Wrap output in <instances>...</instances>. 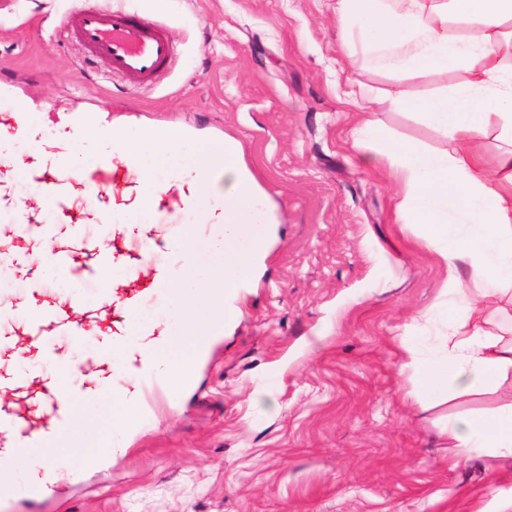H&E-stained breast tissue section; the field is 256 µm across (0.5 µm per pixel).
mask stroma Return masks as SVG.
<instances>
[{
  "label": "stroma",
  "mask_w": 512,
  "mask_h": 512,
  "mask_svg": "<svg viewBox=\"0 0 512 512\" xmlns=\"http://www.w3.org/2000/svg\"><path fill=\"white\" fill-rule=\"evenodd\" d=\"M77 2L102 0H0V113L23 103L46 142L65 137L63 114L105 113L113 137L88 136L78 158L112 154L147 126L179 129L190 148L233 142L273 232L195 386L171 387L166 409L132 429L108 398L80 404L78 424L111 437L108 457L78 474L69 448L0 461L17 482L54 483L46 499L0 512H512V458L460 452L447 435L449 418L493 413L512 389L419 402L417 378L400 370L406 345L431 351L448 330L434 311L448 271L418 226L400 223L379 144L354 136L368 120L394 141L448 150L389 97L452 93L465 71L351 72L360 46L342 41L336 0H112L174 46L155 84L136 88L62 32ZM156 265L180 279V256L159 237L141 259L73 275L63 294L82 298L90 327L107 282ZM0 273V307L60 280L35 247ZM179 298L146 296L132 318L175 336L207 321L206 299L187 312ZM54 349L86 381L111 354L92 333ZM0 369L43 380L56 367L20 343Z\"/></svg>",
  "instance_id": "obj_1"
}]
</instances>
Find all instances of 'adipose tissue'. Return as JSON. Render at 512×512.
<instances>
[{"label": "adipose tissue", "mask_w": 512, "mask_h": 512, "mask_svg": "<svg viewBox=\"0 0 512 512\" xmlns=\"http://www.w3.org/2000/svg\"><path fill=\"white\" fill-rule=\"evenodd\" d=\"M341 19L362 45L363 63L390 70L463 68L465 86L452 95L393 105L422 113L453 144L432 153L387 142L385 156L401 183L399 219L422 228V245L448 269L440 308L448 312L443 352L408 347L405 369L427 398L476 395L512 378V339L489 329L512 306V0H337ZM503 142L487 161L477 139L490 118ZM177 131L164 147L149 134L126 142L144 178L174 162L199 169L214 163L205 146L185 151ZM448 436L459 448H486L512 458V406L488 416L457 418Z\"/></svg>", "instance_id": "obj_1"}]
</instances>
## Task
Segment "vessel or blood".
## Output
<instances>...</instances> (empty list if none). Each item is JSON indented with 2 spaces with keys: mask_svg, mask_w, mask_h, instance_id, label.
<instances>
[{
  "mask_svg": "<svg viewBox=\"0 0 512 512\" xmlns=\"http://www.w3.org/2000/svg\"><path fill=\"white\" fill-rule=\"evenodd\" d=\"M62 29L77 36L89 54L104 59L112 73L141 87L150 86L172 56L171 43L159 26L122 10L78 7L63 18ZM32 128L31 113H0L1 137L27 138ZM110 132L102 113L74 112L69 118L67 142L42 143L29 155L1 160L0 212L9 214L12 221L0 226V241H9L18 251L28 250L33 244L50 243V257L65 275L90 264L103 269L118 261L119 255L111 245L84 234L85 222L92 219L99 224L109 223L112 209L129 207L155 195L160 184L139 179L141 161L136 154L125 150L111 157L86 158L81 169H70L71 144L90 134L105 136ZM19 173L25 174L34 190L51 202L52 208L44 221H37L35 214L14 195L11 181ZM162 207L164 212L158 217L162 224L171 212L192 215L199 223L215 227L223 222L220 205L198 195L175 194ZM59 224L70 226L67 237L57 236L55 227ZM14 308L25 314L24 334L34 347L48 349L53 347L56 337L78 341L84 335L82 323L74 318L75 312L83 308L80 297H70L62 306L34 294L15 303ZM153 334L147 324H110L104 330L113 349L119 351L125 350L130 337ZM135 366V412L141 418L152 409L151 393L167 392L168 380L156 372L151 353L139 355ZM76 372V366L64 365L62 380L47 379L28 390L13 376L0 373V390L26 391L40 415L34 421L16 406L0 404V457L19 456L33 448L72 446L79 453L71 468L78 471L93 464L92 449L109 447V440L97 433L76 431L75 406L99 393L98 388L79 384ZM50 488L45 477L38 476L21 484L10 471L0 469V504L21 499L37 501L46 497Z\"/></svg>",
  "mask_w": 512,
  "mask_h": 512,
  "instance_id": "vessel-or-blood-1",
  "label": "vessel or blood"
}]
</instances>
